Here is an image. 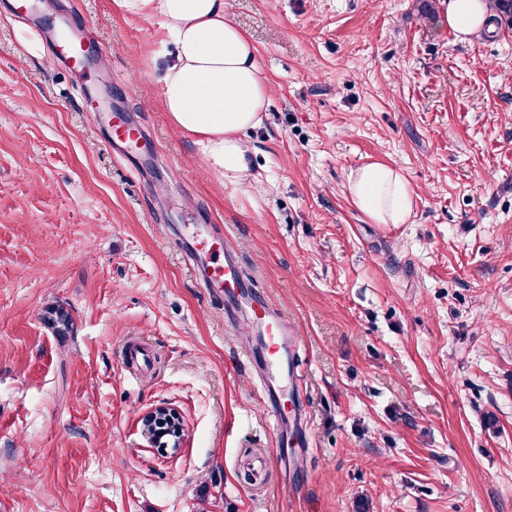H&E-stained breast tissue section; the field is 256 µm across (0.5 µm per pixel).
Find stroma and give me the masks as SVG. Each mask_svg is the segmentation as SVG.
Segmentation results:
<instances>
[{"label": "stroma", "instance_id": "obj_1", "mask_svg": "<svg viewBox=\"0 0 512 512\" xmlns=\"http://www.w3.org/2000/svg\"><path fill=\"white\" fill-rule=\"evenodd\" d=\"M0 0V512H512V31L457 39L447 0H224L273 86L219 185L172 127L162 21L41 0L109 52L71 73ZM117 110L149 130L108 143ZM398 169L404 224L351 200ZM216 230L257 288L191 265ZM298 338L249 362L257 295ZM73 319L67 333L52 310ZM294 399L274 427L262 385ZM181 417L163 455L142 431ZM355 204L379 224H404L412 212L411 189L399 170L383 165L360 167L348 180ZM179 417L174 410L158 406L141 418L144 435L160 452L167 453L169 448L176 450L181 447L184 427Z\"/></svg>", "mask_w": 512, "mask_h": 512}]
</instances>
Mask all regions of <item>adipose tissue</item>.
Returning <instances> with one entry per match:
<instances>
[{"label":"adipose tissue","instance_id":"1","mask_svg":"<svg viewBox=\"0 0 512 512\" xmlns=\"http://www.w3.org/2000/svg\"><path fill=\"white\" fill-rule=\"evenodd\" d=\"M125 12L161 18L175 46L161 70L162 104L171 124L192 137L207 170L222 183L248 175L244 129L261 124L270 96L256 48L224 13V0H117ZM449 28L460 40L484 28L486 0H448ZM355 204L380 224L406 223L411 189L399 170L360 167L348 180Z\"/></svg>","mask_w":512,"mask_h":512}]
</instances>
